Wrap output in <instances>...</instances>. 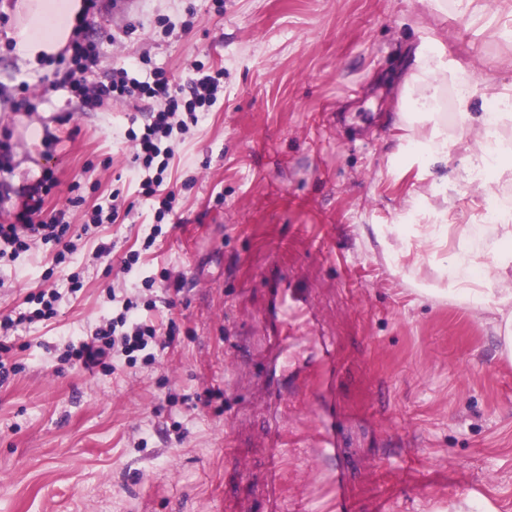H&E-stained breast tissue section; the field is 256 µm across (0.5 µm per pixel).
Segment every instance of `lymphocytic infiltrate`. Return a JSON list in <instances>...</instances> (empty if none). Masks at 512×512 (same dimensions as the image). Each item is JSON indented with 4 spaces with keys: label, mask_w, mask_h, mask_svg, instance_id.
Listing matches in <instances>:
<instances>
[{
    "label": "lymphocytic infiltrate",
    "mask_w": 512,
    "mask_h": 512,
    "mask_svg": "<svg viewBox=\"0 0 512 512\" xmlns=\"http://www.w3.org/2000/svg\"><path fill=\"white\" fill-rule=\"evenodd\" d=\"M54 76L58 84L69 86L82 109L93 110L103 103H124L136 98L152 103L149 118L141 124H129L118 133L132 146L131 178L138 186L142 200L148 203L154 217L149 233L140 249L126 252L119 259L123 273H130L140 262L142 253L151 251L163 234L165 221L170 220L176 205V193L170 183L178 143L185 141L192 129L198 128L208 112L224 95V71L190 63L182 83H175L170 74L152 70L145 79L133 75L129 65L113 67L101 79L88 81L87 75L100 64L97 45L86 38L82 27H75L68 47L54 59ZM56 186L52 172H45L37 186L28 194L15 220L0 224V265L16 262L21 255L45 249L52 255L50 266L43 272L44 284L25 297L27 309L12 317H0V332L28 323H49L56 318L63 293L54 287L55 279L66 281L69 293L82 290L84 280L73 261L76 246L72 241V224L66 210H58L50 221L39 214L44 198ZM140 291L109 290L112 315L103 319L93 333L68 343L59 355L60 363H70L93 373L114 371L116 358L127 365L154 363L158 350L176 333L175 322L160 326L140 314L141 290L173 288L170 278H143Z\"/></svg>",
    "instance_id": "f902f5d3"
}]
</instances>
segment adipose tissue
I'll return each mask as SVG.
<instances>
[{
	"instance_id": "obj_1",
	"label": "adipose tissue",
	"mask_w": 512,
	"mask_h": 512,
	"mask_svg": "<svg viewBox=\"0 0 512 512\" xmlns=\"http://www.w3.org/2000/svg\"><path fill=\"white\" fill-rule=\"evenodd\" d=\"M20 20L12 34L20 62L39 69L70 40L83 0H21ZM456 93L457 128L468 133L460 141L444 113L445 90ZM401 96L412 101L415 112H400L408 150L431 162L448 164L451 149L464 144L465 154L454 171L458 183L496 189L497 220L492 236L482 225L471 224L454 236L441 238L445 249L441 296L477 312L491 315L490 323L501 352L512 359V113L476 111L475 101L490 102L489 86L471 81L459 62L441 61L425 47H417L407 64Z\"/></svg>"
}]
</instances>
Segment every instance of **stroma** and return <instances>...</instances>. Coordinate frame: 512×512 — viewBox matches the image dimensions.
<instances>
[{
    "label": "stroma",
    "instance_id": "35a3bbf8",
    "mask_svg": "<svg viewBox=\"0 0 512 512\" xmlns=\"http://www.w3.org/2000/svg\"><path fill=\"white\" fill-rule=\"evenodd\" d=\"M20 2L0 0V224L48 170L57 186L43 217L76 181L100 185L87 205L119 188L134 207L83 236L84 288L56 321L10 336L22 370L0 383V512H324L320 368L294 355L282 390L271 385L285 290L320 317L302 346L326 337L338 370L326 394L348 419L350 512H454L466 497L512 512V361L488 315L424 292L439 258L416 248L442 194L454 199L447 223L465 228L473 190L422 157L388 165L419 45L478 83L512 82V44L498 34L512 27V0H473L493 21L486 30L433 0H98L89 35L102 71L143 55L178 79L194 60L224 70L223 99L176 148V216L133 277L92 251L99 237L119 254L139 249L150 231L132 150L113 136L145 121L148 104L84 112L52 68L22 66L7 48ZM48 265L40 250L0 267V313L20 310ZM164 272L181 287L146 316L177 332L154 364H57L110 316L108 288ZM275 427L288 461L273 495Z\"/></svg>",
    "mask_w": 512,
    "mask_h": 512
}]
</instances>
